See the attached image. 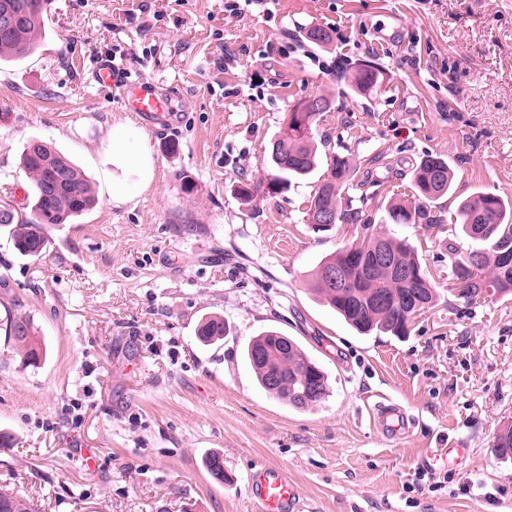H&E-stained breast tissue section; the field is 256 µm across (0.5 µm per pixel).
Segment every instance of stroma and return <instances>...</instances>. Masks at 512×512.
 Here are the masks:
<instances>
[{"mask_svg": "<svg viewBox=\"0 0 512 512\" xmlns=\"http://www.w3.org/2000/svg\"><path fill=\"white\" fill-rule=\"evenodd\" d=\"M311 27L329 43L307 41ZM45 29L37 53L0 64V204L29 213L33 140L76 164L98 203L50 228L38 259L0 228V431L13 438L0 488L40 512H253L245 477L267 463L305 512H512V459L494 448L512 425V294L463 307L444 259L448 243L469 245L459 200H512V0H268L240 18L224 0H55ZM116 46L130 80L173 93L172 126L139 125L91 82ZM360 60L384 73L366 95L335 77ZM319 95L331 109L317 134L348 157L363 212L316 233V177L248 202L235 185L266 177L285 115ZM120 123L154 160L148 186L112 162ZM426 153L447 158L453 193L433 203L436 224L391 223L387 203ZM116 177L136 187L131 202L112 201ZM371 234L407 239L437 283L402 338L357 335L313 291L318 262ZM11 313L40 330L37 366L12 350ZM209 315L228 330L204 346ZM268 328L326 370L323 405L258 387L243 350ZM390 402L411 419L405 435L375 424ZM214 453L226 482L206 470Z\"/></svg>", "mask_w": 512, "mask_h": 512, "instance_id": "stroma-1", "label": "stroma"}]
</instances>
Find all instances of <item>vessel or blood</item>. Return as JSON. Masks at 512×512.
I'll return each instance as SVG.
<instances>
[{
	"mask_svg": "<svg viewBox=\"0 0 512 512\" xmlns=\"http://www.w3.org/2000/svg\"><path fill=\"white\" fill-rule=\"evenodd\" d=\"M91 80L103 88H120L126 111L135 113L142 125L164 126L172 117L171 101L154 81L128 82L110 59L99 62ZM377 415L383 434L395 435L407 426V415L397 405H379ZM247 494L254 512H303L304 509L296 484L287 471L277 466L263 465L254 469L248 476Z\"/></svg>",
	"mask_w": 512,
	"mask_h": 512,
	"instance_id": "vessel-or-blood-1",
	"label": "vessel or blood"
}]
</instances>
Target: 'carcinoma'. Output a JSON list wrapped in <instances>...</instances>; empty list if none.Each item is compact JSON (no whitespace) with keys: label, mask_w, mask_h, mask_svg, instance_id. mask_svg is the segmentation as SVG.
<instances>
[{"label":"carcinoma","mask_w":512,"mask_h":512,"mask_svg":"<svg viewBox=\"0 0 512 512\" xmlns=\"http://www.w3.org/2000/svg\"><path fill=\"white\" fill-rule=\"evenodd\" d=\"M47 0H0V13L15 16L16 25L0 33V61L18 60L36 53L42 46L44 3ZM382 72L368 62H360L350 71L343 67L336 78L361 93L372 92ZM320 110L307 122L296 109L308 102ZM285 117L277 138L271 142L267 178L238 182L237 195L249 201L257 196H277L288 191L295 179L312 175L318 167L315 132L329 101L323 96L308 98L294 105ZM21 164L33 186L30 215H21L10 204H0V224L11 228L15 249L24 256L40 257L47 247V229L90 210L96 204L93 187L74 163L42 141L24 148ZM411 198L393 201L388 209L394 224H435L422 201L435 202L452 188L453 171L439 155L427 154L410 169ZM349 161L336 154L327 177L315 190L305 211L307 223L316 232L325 228L316 223L317 214L330 212L335 223L354 222L360 211L343 205L344 194L354 187ZM456 222L462 234L477 244L463 250L448 243V287L465 306L471 307L491 288L512 293V202L489 192H477L457 204ZM384 249L390 263L371 264V254ZM343 273L336 281L333 275ZM314 290L325 303L357 332L407 334L410 321L406 297L418 292L427 304L436 298V282L423 269L419 256L405 240L375 236L360 244L342 247L321 260L314 274ZM6 331L24 363L36 366L42 354L38 327L25 314L6 321ZM226 335L224 319L203 318L196 338L212 345ZM247 359L261 388L278 401L296 409H312L329 397L330 385L323 369L291 338L267 330L251 338ZM0 512H39L30 498L12 490L0 489Z\"/></svg>","instance_id":"1"}]
</instances>
